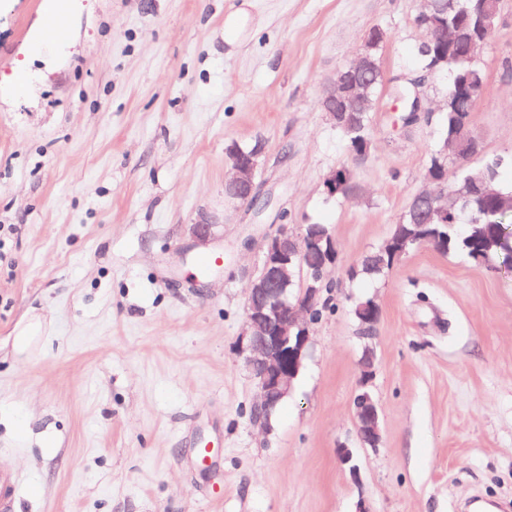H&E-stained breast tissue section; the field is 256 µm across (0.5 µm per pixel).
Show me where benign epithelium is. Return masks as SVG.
<instances>
[{
	"mask_svg": "<svg viewBox=\"0 0 512 512\" xmlns=\"http://www.w3.org/2000/svg\"><path fill=\"white\" fill-rule=\"evenodd\" d=\"M383 42L379 28L365 35L355 63L336 71L321 95L322 110L331 119L345 112H362L371 103V88L381 73L378 51ZM231 174L224 179V197L252 206L259 198L255 177L258 155L243 152L231 155ZM486 206L501 212L512 209V197L503 196L493 181L480 174L468 173L457 197H468L472 189ZM413 221L428 224L446 213L438 196L431 192L415 194L407 207ZM190 238L207 245L216 239V225L201 219L188 225ZM310 247L301 231L281 224L265 237L258 274L251 281L246 306V331L241 341L245 362L257 381L259 397L252 411L258 425L269 427L276 407L290 393L294 380L307 357L312 325L321 304L323 282L318 280L326 264L336 263V247H331L317 271L310 265ZM360 335L371 341L376 335L381 309L375 301L358 310ZM375 374V354L366 346L361 359V373L354 398L357 438L361 445L376 447L382 440L381 417L370 388Z\"/></svg>",
	"mask_w": 512,
	"mask_h": 512,
	"instance_id": "1",
	"label": "benign epithelium"
}]
</instances>
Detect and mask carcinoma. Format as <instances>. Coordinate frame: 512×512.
<instances>
[{
	"label": "carcinoma",
	"mask_w": 512,
	"mask_h": 512,
	"mask_svg": "<svg viewBox=\"0 0 512 512\" xmlns=\"http://www.w3.org/2000/svg\"><path fill=\"white\" fill-rule=\"evenodd\" d=\"M439 11L432 22L416 20L417 26L443 27L448 30L467 29L478 40H489L494 32L474 28L478 4L476 0H439ZM443 52L447 54L439 70L448 73V111L445 115V133L456 132L455 148L464 153L469 148L470 115L475 99L467 98L461 91L459 77L470 68L479 72V78L485 79L483 68L470 60L465 47L461 44L428 45L421 41L416 46V54L425 67H430L433 56ZM372 116L369 112H353L351 119L339 131L346 137L350 150H355L364 141L370 140ZM356 189L352 171L347 167L336 169V188L329 195L336 198L348 197ZM429 241V246L444 252L461 251L477 262L492 258L502 259V263H512V213H490L477 211L471 206L457 205L444 220L436 219L428 226H418L409 220H399L390 237L379 247L364 253L357 265L350 269L353 278L379 277L396 264L411 250L417 248L421 238Z\"/></svg>",
	"instance_id": "carcinoma-1"
}]
</instances>
